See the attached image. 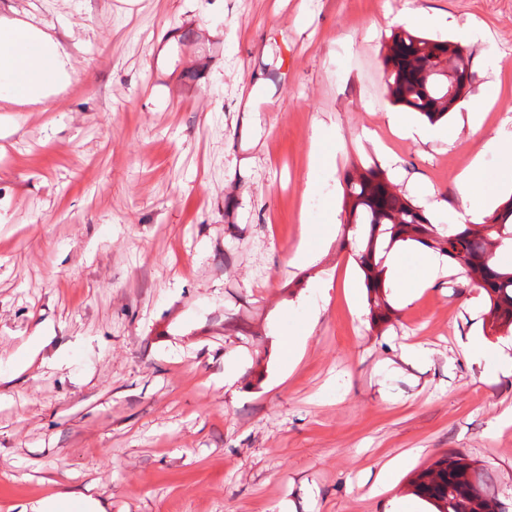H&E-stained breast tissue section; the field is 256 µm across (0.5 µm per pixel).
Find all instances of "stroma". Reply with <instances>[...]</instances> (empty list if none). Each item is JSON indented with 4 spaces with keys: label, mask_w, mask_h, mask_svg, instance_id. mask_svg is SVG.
Returning a JSON list of instances; mask_svg holds the SVG:
<instances>
[{
    "label": "stroma",
    "mask_w": 512,
    "mask_h": 512,
    "mask_svg": "<svg viewBox=\"0 0 512 512\" xmlns=\"http://www.w3.org/2000/svg\"><path fill=\"white\" fill-rule=\"evenodd\" d=\"M0 18L35 19L76 71L47 105L0 100V512L88 484L107 512H431L412 481L451 450L512 512V375L468 353L512 336L461 273L409 303L391 288L372 324L339 229L355 166L443 230L474 160L491 206L512 195L486 148L512 134V0H0ZM402 25L466 49L479 126L458 109L432 137L390 101Z\"/></svg>",
    "instance_id": "obj_1"
}]
</instances>
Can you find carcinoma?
Segmentation results:
<instances>
[{"label":"carcinoma","mask_w":512,"mask_h":512,"mask_svg":"<svg viewBox=\"0 0 512 512\" xmlns=\"http://www.w3.org/2000/svg\"><path fill=\"white\" fill-rule=\"evenodd\" d=\"M393 46L405 54L426 59L431 45L440 53L448 51V40L415 35L400 29L391 35ZM385 83L393 102L435 124L453 112L444 94L416 89L414 71L393 54L384 59ZM346 226L354 233L356 261L364 274L373 324L385 322L391 313L386 301V254L398 243L413 241L446 257L452 268L460 267L458 257L481 276L480 288L488 299V326L496 333H512V262L502 263L501 254H512V195L494 211L495 224L474 230L468 224H454L439 232L420 207L394 193L381 170L370 166L349 169L344 175ZM414 493L436 512H488L498 496L484 469L465 454L450 451L432 466L418 472Z\"/></svg>","instance_id":"cac0c4a2"}]
</instances>
